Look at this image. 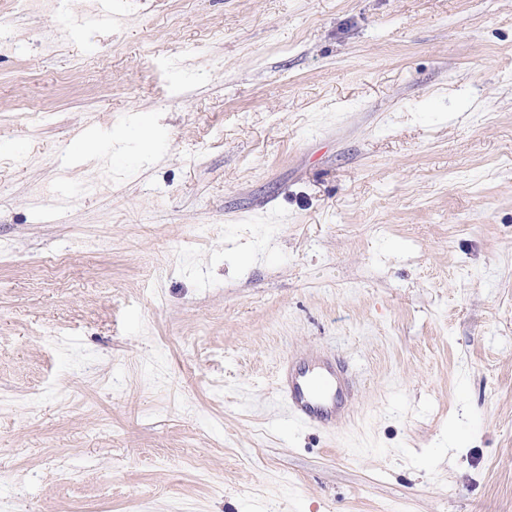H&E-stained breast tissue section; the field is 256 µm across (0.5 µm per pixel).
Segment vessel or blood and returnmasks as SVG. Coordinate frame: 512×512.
<instances>
[{"label": "vessel or blood", "instance_id": "1", "mask_svg": "<svg viewBox=\"0 0 512 512\" xmlns=\"http://www.w3.org/2000/svg\"><path fill=\"white\" fill-rule=\"evenodd\" d=\"M280 394L288 416L296 424L336 428L353 414L346 402V383L335 360L309 356L282 374Z\"/></svg>", "mask_w": 512, "mask_h": 512}]
</instances>
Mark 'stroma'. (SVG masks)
Returning a JSON list of instances; mask_svg holds the SVG:
<instances>
[{"label":"stroma","mask_w":512,"mask_h":512,"mask_svg":"<svg viewBox=\"0 0 512 512\" xmlns=\"http://www.w3.org/2000/svg\"><path fill=\"white\" fill-rule=\"evenodd\" d=\"M25 3L0 512H512V0ZM280 394L289 420L336 429L353 414L347 404L343 370L336 360L311 355L302 363L288 364L282 374Z\"/></svg>","instance_id":"1"}]
</instances>
